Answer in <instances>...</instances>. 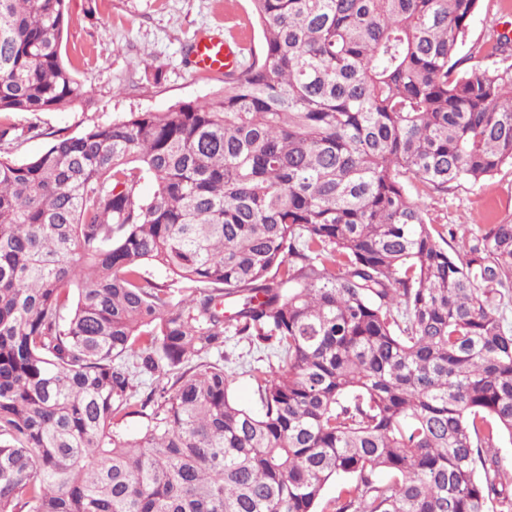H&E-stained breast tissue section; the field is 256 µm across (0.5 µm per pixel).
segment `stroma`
I'll list each match as a JSON object with an SVG mask.
<instances>
[{
  "instance_id": "obj_1",
  "label": "stroma",
  "mask_w": 512,
  "mask_h": 512,
  "mask_svg": "<svg viewBox=\"0 0 512 512\" xmlns=\"http://www.w3.org/2000/svg\"><path fill=\"white\" fill-rule=\"evenodd\" d=\"M201 28L217 29L259 50L260 29L251 0H71L61 54L89 92L85 105L31 114L4 112L0 123L23 128L37 123L42 133L0 143V156L25 161L42 153L52 135L74 136L85 127L108 124L129 112H158L179 101H201L220 85L196 73L189 41ZM512 35V0H483L458 50L481 67L512 65V50L488 57L477 48L491 32ZM427 220L445 234L449 249H462L488 224L512 223V167L479 183L451 188L424 199ZM224 364L234 370L233 398L258 409L249 368L269 365L266 353L238 336L224 339Z\"/></svg>"
}]
</instances>
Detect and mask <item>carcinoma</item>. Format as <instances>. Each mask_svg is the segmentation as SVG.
<instances>
[{
	"label": "carcinoma",
	"mask_w": 512,
	"mask_h": 512,
	"mask_svg": "<svg viewBox=\"0 0 512 512\" xmlns=\"http://www.w3.org/2000/svg\"><path fill=\"white\" fill-rule=\"evenodd\" d=\"M251 2L209 98L0 156V512H316L338 478L332 512H512V223L451 253L421 201L512 166V65L456 59L481 0ZM67 14L0 0V112L88 101ZM230 331L283 362L257 412ZM231 335L224 339V365L234 369L231 394L240 405L256 410L259 408L257 388L246 371L250 366L268 369L269 362L277 367V361L268 358L266 352L252 348L245 339Z\"/></svg>",
	"instance_id": "obj_1"
}]
</instances>
